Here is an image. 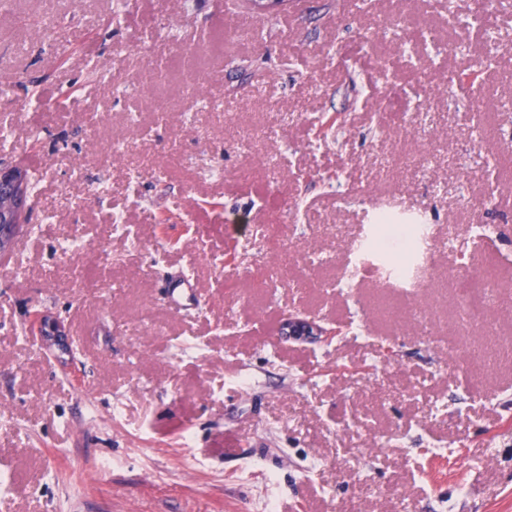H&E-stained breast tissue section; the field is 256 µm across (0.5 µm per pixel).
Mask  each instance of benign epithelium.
I'll return each instance as SVG.
<instances>
[{
    "mask_svg": "<svg viewBox=\"0 0 512 512\" xmlns=\"http://www.w3.org/2000/svg\"><path fill=\"white\" fill-rule=\"evenodd\" d=\"M255 12H283L292 0H250ZM29 215V195L25 170L18 166L0 164V258L8 257L18 246ZM281 335L294 339L329 343L337 335L336 328L314 319L288 316L281 324Z\"/></svg>",
    "mask_w": 512,
    "mask_h": 512,
    "instance_id": "7a95c632",
    "label": "benign epithelium"
}]
</instances>
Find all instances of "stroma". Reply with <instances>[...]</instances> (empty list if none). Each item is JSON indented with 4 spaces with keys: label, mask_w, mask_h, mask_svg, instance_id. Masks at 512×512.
<instances>
[{
    "label": "stroma",
    "mask_w": 512,
    "mask_h": 512,
    "mask_svg": "<svg viewBox=\"0 0 512 512\" xmlns=\"http://www.w3.org/2000/svg\"><path fill=\"white\" fill-rule=\"evenodd\" d=\"M0 160L42 180L0 265V512H512V0H0ZM383 214L432 226L430 277L332 290ZM463 268L505 285L481 398L446 350ZM280 331L282 336L321 343H329L338 335L335 327L295 315L283 321Z\"/></svg>",
    "instance_id": "35a3bbf8"
}]
</instances>
